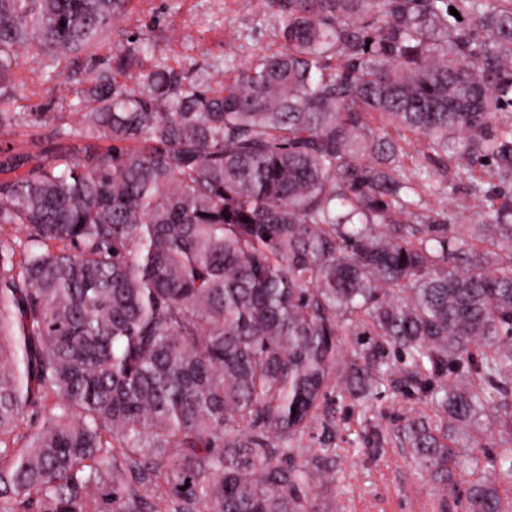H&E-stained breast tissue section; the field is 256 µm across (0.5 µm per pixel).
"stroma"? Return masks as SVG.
Listing matches in <instances>:
<instances>
[{
    "mask_svg": "<svg viewBox=\"0 0 512 512\" xmlns=\"http://www.w3.org/2000/svg\"><path fill=\"white\" fill-rule=\"evenodd\" d=\"M283 4L250 0L244 15L240 0H131L125 17L103 34L98 53L107 55L128 34L141 33L156 44L144 69L164 63L210 82L231 80L256 55L282 51ZM16 72L17 111L54 112L72 96L65 78H47L43 56L20 52ZM329 410L336 419L331 441L341 448L343 462L321 496L326 512H432L395 438L404 418L426 412V405L408 394L386 392L368 415L339 397Z\"/></svg>",
    "mask_w": 512,
    "mask_h": 512,
    "instance_id": "35a3bbf8",
    "label": "stroma"
}]
</instances>
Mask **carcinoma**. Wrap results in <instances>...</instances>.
<instances>
[{
  "label": "carcinoma",
  "instance_id": "cac0c4a2",
  "mask_svg": "<svg viewBox=\"0 0 512 512\" xmlns=\"http://www.w3.org/2000/svg\"><path fill=\"white\" fill-rule=\"evenodd\" d=\"M127 4L0 0V512H322L329 398L370 411L394 355L421 486L467 467L466 512H512V0H288L231 83L143 71L138 37L14 110L20 49L67 77ZM489 413L488 476L458 441ZM388 136L398 141L400 145L405 148L402 163L409 171L413 172L417 168L420 159L419 155L415 153L412 148L413 144H416L414 135L405 129L390 127L388 129ZM408 144H410V146ZM439 197L441 198V203L438 202L437 206L448 209L454 224H472L471 222L477 218V212L480 207L468 194L465 180L463 182L456 180V189L449 194L447 184L446 194L443 196L439 194Z\"/></svg>",
  "mask_w": 512,
  "mask_h": 512
}]
</instances>
